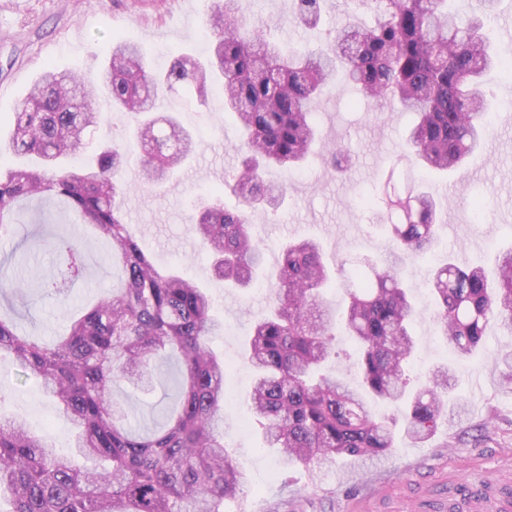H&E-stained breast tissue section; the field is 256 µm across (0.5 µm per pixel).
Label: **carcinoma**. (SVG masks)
Listing matches in <instances>:
<instances>
[{
    "label": "carcinoma",
    "mask_w": 512,
    "mask_h": 512,
    "mask_svg": "<svg viewBox=\"0 0 512 512\" xmlns=\"http://www.w3.org/2000/svg\"><path fill=\"white\" fill-rule=\"evenodd\" d=\"M353 2L376 5L373 23L349 22L313 51L269 39L266 25L242 14L240 0H213L208 56L180 53L156 72L135 44L119 41L99 86L88 90L76 73L48 69L14 113L8 149L35 156L37 164L14 167L0 149V238L19 223L21 201L57 197L76 223L112 244L120 278L110 297L71 316L50 344L22 334L0 313V354L41 384L74 430L65 454L23 416L0 414V497L9 494V512H224L243 486L224 445L229 364L209 346L224 321L211 313L206 290L183 272L157 267L125 222L128 187L118 174L127 146L109 141L95 163L64 166L97 121L92 100L103 96L129 117L143 152L141 183L155 188L197 146L178 116L156 114L159 96L192 85L203 105L209 90L222 91L224 109L241 129L233 191L242 207L228 209L219 196L202 199L192 229L214 276L239 289L252 287L263 270L249 211L275 205L286 192L262 172L300 168L314 154L312 105L336 75L367 100L416 114L405 157L426 176L457 169L481 146L490 104L478 86L504 65L487 36L498 0H475L470 14L453 9L454 0ZM293 13L315 28L322 0H295ZM387 185L384 226L394 250L344 271L341 316L324 296L331 277L312 239L283 241L276 276L266 281L271 304L254 319L245 349L254 369L248 401L267 447L287 468L313 472L338 457L356 464L392 452L396 423L377 414L374 401L404 403V434L414 440L429 438L448 417V367L431 370L415 391L406 390L404 378L419 317L406 260L431 250L437 203L422 185L403 192ZM55 251V268L39 288L64 300L85 278V246L62 241ZM430 290L440 331L458 355L473 354L494 320L512 333V249L492 275L450 257L434 269ZM338 329L359 346L355 386L324 370ZM172 355L179 358L178 405L162 427L140 433L112 399V383L150 386L158 364Z\"/></svg>",
    "instance_id": "obj_1"
}]
</instances>
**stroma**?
<instances>
[{"label":"stroma","instance_id":"1","mask_svg":"<svg viewBox=\"0 0 512 512\" xmlns=\"http://www.w3.org/2000/svg\"><path fill=\"white\" fill-rule=\"evenodd\" d=\"M210 6L211 0H0V139L9 138L13 113L45 69L73 70L85 84H95L111 46L121 40L136 42L158 69L166 68L176 51L204 53ZM241 9L248 21L267 23L272 39L311 49L324 46L335 26L348 18L370 17L348 0H325L320 25L305 29L291 20L293 0H241ZM483 91L493 110L486 145L466 160L462 171L438 174L428 182L427 189L438 203L437 239L428 259L408 262L409 285L422 311L413 326L416 350L408 375L416 378L438 364L451 365L453 395L467 406V415L441 423L425 442L399 438L394 451L381 461L363 466L340 461L315 479L300 468L284 471L277 455L262 449L252 425L247 404L252 371L243 358V347L254 314L267 304L266 287L261 283L245 290L225 287L213 277L210 259L191 226L198 198L220 192L227 208L241 204L225 186L227 176L238 167L234 145L240 137L239 125L218 94L203 105L183 89L158 99V111L179 114L194 132L196 155L159 192L141 186L140 157L132 155L121 171L129 187L125 218L156 265L187 269L207 288L224 319V333L214 338L212 347L233 365L224 379L225 442L244 473L243 492L237 501L227 503L228 512H351V504L383 493L388 496L386 508L402 512L407 488L418 483L436 492L450 477L460 486L512 478V390L504 387L494 366L498 351L512 345V336L491 326L474 355L457 359L440 333L435 307L423 288L432 269L447 257L463 267L490 270L497 255L512 248V80L489 76ZM94 106L99 119L86 135L88 150H96L108 139L128 137L130 121L124 113L111 111L100 100ZM315 112L326 146L346 147L347 174L339 176L317 154L293 173L266 170L267 181L288 185V196L279 209L259 208L251 213L270 273L279 264L278 245L288 237L320 241L323 260L334 273L347 257L384 253L391 241L385 231L376 229L375 212L362 207L358 199L380 193L387 174L400 180L413 172L400 156L415 114L357 101L339 82L317 103ZM476 198L482 205L478 214L472 209ZM90 233L88 225L70 222L62 201L47 197L27 202L13 239L0 240V260L8 262L9 276L26 281L24 296L1 300L0 310L25 335L52 341L65 329L67 310L110 296L118 271L109 260L107 246L88 245L86 276L61 302L43 294L35 280L37 273L50 269L53 253L35 250L27 266L19 268L10 262L12 251L23 240L38 236L57 234L85 243ZM161 372L162 386L151 391L135 390L122 382L112 387L113 396L126 402L130 423L144 432L153 430L176 401L170 384L174 364L162 366ZM475 377L484 381L476 399L469 386ZM0 392L5 395L0 414L23 415L55 448L70 449L71 430L59 417L55 402L6 356L0 358Z\"/></svg>","mask_w":512,"mask_h":512}]
</instances>
